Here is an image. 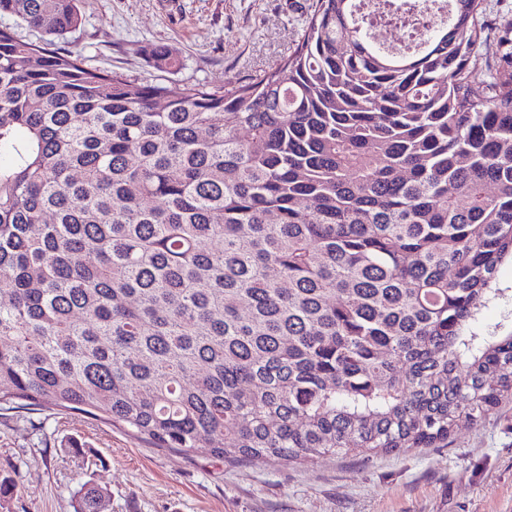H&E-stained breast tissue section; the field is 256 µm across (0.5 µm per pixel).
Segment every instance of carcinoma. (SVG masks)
I'll return each instance as SVG.
<instances>
[{
  "instance_id": "cac0c4a2",
  "label": "carcinoma",
  "mask_w": 512,
  "mask_h": 512,
  "mask_svg": "<svg viewBox=\"0 0 512 512\" xmlns=\"http://www.w3.org/2000/svg\"><path fill=\"white\" fill-rule=\"evenodd\" d=\"M447 2L397 53L316 0L277 66L181 91L1 29L0 410L291 465L438 448L512 398V332L472 328L512 258V37L470 66L484 0Z\"/></svg>"
}]
</instances>
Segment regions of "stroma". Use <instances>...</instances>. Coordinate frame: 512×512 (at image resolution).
Segmentation results:
<instances>
[{"label": "stroma", "mask_w": 512, "mask_h": 512, "mask_svg": "<svg viewBox=\"0 0 512 512\" xmlns=\"http://www.w3.org/2000/svg\"><path fill=\"white\" fill-rule=\"evenodd\" d=\"M314 0H79L81 22L60 36L0 14V29L80 54L88 67L178 90L238 86L276 66L301 41ZM472 59L495 64L512 0H484ZM180 60L155 65L152 45ZM503 300L474 324L512 330V261L498 268ZM15 485L0 512H76L81 483L100 488L103 512H512V400L479 427L459 423L440 448L371 459L326 456L305 465L228 462L158 448L105 413L39 407L0 411V480Z\"/></svg>", "instance_id": "stroma-1"}]
</instances>
